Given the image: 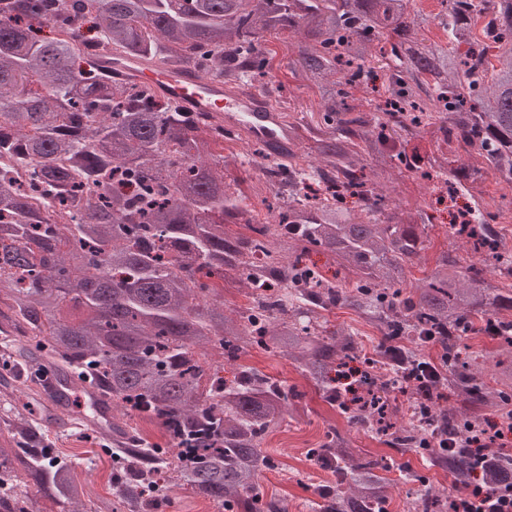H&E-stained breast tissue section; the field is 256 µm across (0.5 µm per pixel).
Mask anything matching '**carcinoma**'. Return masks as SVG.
I'll return each mask as SVG.
<instances>
[{"instance_id": "1", "label": "carcinoma", "mask_w": 512, "mask_h": 512, "mask_svg": "<svg viewBox=\"0 0 512 512\" xmlns=\"http://www.w3.org/2000/svg\"><path fill=\"white\" fill-rule=\"evenodd\" d=\"M35 19L66 21L72 0H13ZM93 29L117 53L202 78L243 85L269 77L264 34L302 38L293 77L318 90L322 108L289 123L296 143L314 142L317 161L296 173L280 155L272 173L280 201L278 223L229 234L244 213L239 178L226 162L212 165L222 134L176 105L161 106L148 86L80 68L71 46L42 37L0 15V148L31 158L37 185L51 202L34 201L0 173V309L21 339H0V363L13 371L52 372L60 385L92 390L112 408L143 416L165 430L164 446L134 428L112 425V451L121 475L112 508L102 510L72 464L48 447L45 423L58 410L91 425L70 395L0 379V512H34L36 493L59 512H153L169 481L225 512H288L266 499L259 474L275 466L263 453L269 429L286 422L282 383L250 368L226 379L205 369L209 351L235 361L251 345L282 353L325 398L398 448H416L427 432L421 405L408 422L379 426L399 412L400 391L430 360L426 346L448 358L434 391L452 388L464 412L438 408L430 417L475 435L483 408L512 426V362L499 361L491 390L477 376L480 356L461 358L460 336L478 331L512 348V284L483 275L508 254L484 219L483 174L512 186V0H440L446 43L424 37V14L410 0H96ZM486 19L484 38L474 17ZM384 68L371 113L347 103ZM430 136V149L414 143ZM465 163L452 166L458 149ZM186 159L177 166L166 151ZM395 167L445 177L448 199L470 200L472 221L451 225L480 264L467 267L444 252L432 274L407 287L406 270L426 249L427 207L387 211L383 183ZM342 180L358 205H333L304 193V180ZM80 214L76 224L52 222L50 208ZM318 249L347 273L346 286L327 280L297 253ZM264 252L256 265L253 254ZM216 277L241 284L251 304L224 314ZM350 308L381 333L377 357L362 355L359 333L328 332L321 319ZM362 357L361 385L369 402L351 407L336 387L346 358ZM314 453L335 472L334 486L317 489L319 512H384L389 498L382 472L391 464L368 459L352 441L327 435ZM491 486L512 479V459L489 453ZM456 478L445 496L420 489L408 512H448L450 500L472 486L469 455H438Z\"/></svg>"}]
</instances>
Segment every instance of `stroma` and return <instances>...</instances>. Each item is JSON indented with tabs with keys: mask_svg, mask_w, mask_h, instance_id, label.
Segmentation results:
<instances>
[{
	"mask_svg": "<svg viewBox=\"0 0 512 512\" xmlns=\"http://www.w3.org/2000/svg\"><path fill=\"white\" fill-rule=\"evenodd\" d=\"M266 46L271 50V74L284 92L295 99L302 112H316L320 109L317 90L299 86L290 72L295 57V48L288 36L270 34ZM224 150L239 154L242 164L238 175L242 180L240 188L246 197L251 219L267 218L268 211L263 203L269 196L265 170L267 161L252 156L249 148L235 140L224 142ZM484 190L488 208L497 213V229L506 246H512V188L499 183L493 174H485ZM426 250L422 260L415 265L409 276V284H417L435 267L437 256L444 251L452 253L461 265L474 262L471 250L455 240L450 232L447 214H437L434 224L425 229ZM240 366L253 368L282 381L289 404L298 405L301 410L288 426L272 432L263 444L264 451L277 460L276 469L264 471L259 482L267 497L283 500L288 512H308V503L318 485L335 482L334 473L315 464L309 455L318 447L328 431L334 430L350 438L361 456L386 457L394 466L387 472L389 482L388 512H406L408 506V484L403 476L406 472L425 475L433 492L447 493L454 478L448 469L436 465L433 460L394 447L373 433L363 430L349 414L325 400L313 385L294 367L291 360L281 354L257 346L250 347L239 359ZM47 430L52 448L70 461L78 479L86 481L93 500H109L110 481L116 471V464L104 443L97 441L95 433L83 426L70 422L65 427L48 423Z\"/></svg>",
	"mask_w": 512,
	"mask_h": 512,
	"instance_id": "obj_1",
	"label": "stroma"
}]
</instances>
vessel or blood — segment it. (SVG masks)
<instances>
[{"label":"vessel or blood","mask_w":512,"mask_h":512,"mask_svg":"<svg viewBox=\"0 0 512 512\" xmlns=\"http://www.w3.org/2000/svg\"><path fill=\"white\" fill-rule=\"evenodd\" d=\"M101 64L113 78L149 84L185 110L216 117L225 128L276 152L287 151L296 139L279 109L249 89L231 88L219 79L202 80L186 69L170 71L127 54L106 56Z\"/></svg>","instance_id":"obj_1"}]
</instances>
